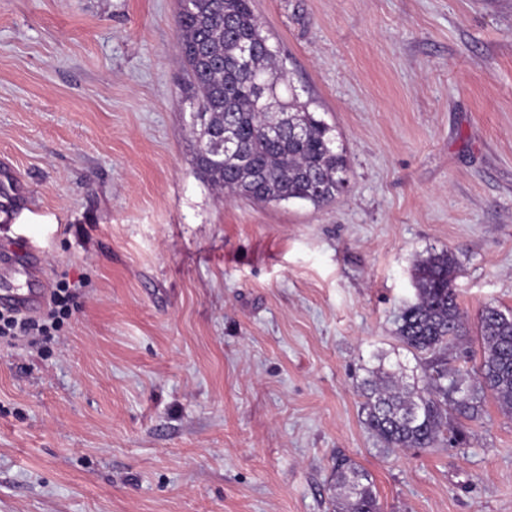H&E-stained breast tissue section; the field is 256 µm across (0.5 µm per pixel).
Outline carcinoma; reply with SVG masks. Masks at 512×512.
<instances>
[{
  "label": "carcinoma",
  "mask_w": 512,
  "mask_h": 512,
  "mask_svg": "<svg viewBox=\"0 0 512 512\" xmlns=\"http://www.w3.org/2000/svg\"><path fill=\"white\" fill-rule=\"evenodd\" d=\"M179 53L189 75L188 102L198 127L194 165L212 188L256 204L306 201L321 207L346 183L344 152L333 148V129L299 99L279 66V50L258 52L249 73L233 61L241 41H268L254 0H178ZM305 129L295 138L288 118ZM231 126L245 166L224 156L215 140ZM459 270L449 251L431 253L416 267L415 302L401 312L397 336L418 359L420 379L364 383L366 424L385 448H434L459 444L451 419L475 421L486 397L512 411V310L486 306L479 317L483 346L473 383L448 368V349L467 335L452 287ZM340 512H380L370 474L351 460L334 465Z\"/></svg>",
  "instance_id": "1"
}]
</instances>
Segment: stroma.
<instances>
[{"mask_svg":"<svg viewBox=\"0 0 512 512\" xmlns=\"http://www.w3.org/2000/svg\"><path fill=\"white\" fill-rule=\"evenodd\" d=\"M344 191L316 208L212 189L193 164L177 0H0V243L78 283L46 341H0V512H336L334 460L382 512H512V414L389 449L372 370L415 266L450 251L469 334L512 309V0H255Z\"/></svg>","mask_w":512,"mask_h":512,"instance_id":"obj_1","label":"stroma"}]
</instances>
